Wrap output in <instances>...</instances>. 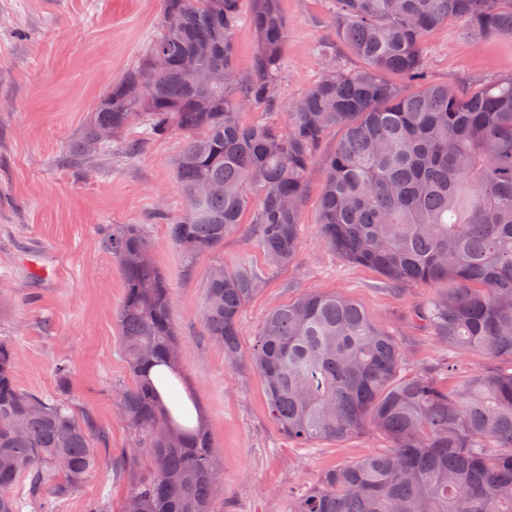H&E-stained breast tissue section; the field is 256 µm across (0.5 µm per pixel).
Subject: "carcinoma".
<instances>
[{"instance_id": "1", "label": "carcinoma", "mask_w": 512, "mask_h": 512, "mask_svg": "<svg viewBox=\"0 0 512 512\" xmlns=\"http://www.w3.org/2000/svg\"><path fill=\"white\" fill-rule=\"evenodd\" d=\"M331 2L336 36L364 67L340 68L320 45L325 71L286 100L281 0H161L158 32L98 99L73 155L114 143L135 154L146 139L182 136L169 236L186 268L222 246L248 212L254 245L283 267L299 246L325 134L341 129L322 160L325 247L389 283L434 288L414 317L449 351L476 352L486 366L411 371L397 337L333 293L273 308L250 352L271 421L299 448L365 429L387 441L288 497V512H512V372L497 367L512 363V73L464 93L427 84L423 63L425 37L452 18L482 39L512 36V0ZM242 24L256 36L247 76L235 62ZM264 107L283 109L285 125ZM104 128L112 140L100 142ZM102 244L123 280L116 319L129 382L115 394L134 448L122 512H216L221 473L208 422L180 423L148 378L166 366L175 377L163 381L167 389L182 381L169 283L141 256L152 252L141 225L112 224ZM258 286L247 256L204 278L202 323L231 363ZM16 373L0 342V512H22L26 502L53 512L55 476H64L57 490H79L101 474V461L69 404L22 389Z\"/></svg>"}]
</instances>
